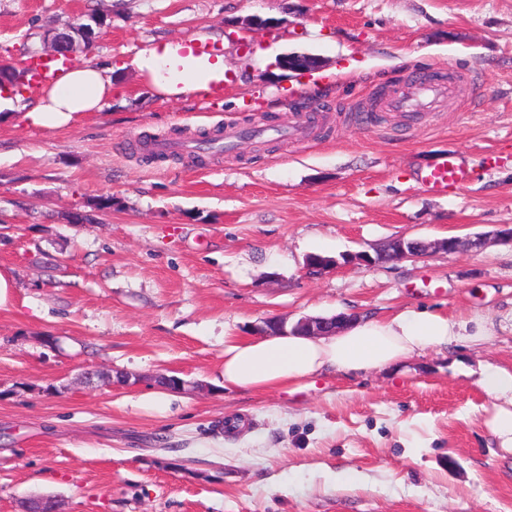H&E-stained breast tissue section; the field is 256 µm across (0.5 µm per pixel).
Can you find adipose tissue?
I'll use <instances>...</instances> for the list:
<instances>
[{"mask_svg": "<svg viewBox=\"0 0 512 512\" xmlns=\"http://www.w3.org/2000/svg\"><path fill=\"white\" fill-rule=\"evenodd\" d=\"M135 67L147 74L168 97L208 90L224 79L223 60L195 55L183 45L167 42L140 53ZM113 83L102 68L71 64L53 84L34 97L0 89V112L21 114L44 128L68 124L80 113L96 112L112 100ZM467 321L452 322L430 311L405 310L387 320L362 318L329 336L271 335L243 340L224 337L225 387L272 390L298 385L318 374L370 371L400 365L431 349L437 352L468 338ZM482 389L500 400L492 421L503 447H512V372L487 367Z\"/></svg>", "mask_w": 512, "mask_h": 512, "instance_id": "obj_1", "label": "adipose tissue"}]
</instances>
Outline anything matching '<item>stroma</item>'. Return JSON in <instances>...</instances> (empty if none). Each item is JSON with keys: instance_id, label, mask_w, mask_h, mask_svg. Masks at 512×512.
Listing matches in <instances>:
<instances>
[{"instance_id": "obj_1", "label": "stroma", "mask_w": 512, "mask_h": 512, "mask_svg": "<svg viewBox=\"0 0 512 512\" xmlns=\"http://www.w3.org/2000/svg\"><path fill=\"white\" fill-rule=\"evenodd\" d=\"M92 12L105 25L74 59L112 68L111 105L55 129L0 122V268L15 282L0 512L40 495L64 512H512V451L479 385L488 366L512 370V246L491 237L512 224V0H0V67L28 68L47 30ZM256 16L273 26L248 27ZM165 41L214 45L222 94L160 96L132 60ZM291 52L325 66L277 68ZM436 73L455 93L434 111L377 99ZM291 124L302 137L201 159L142 153ZM447 156L471 181L428 191ZM75 208L86 223H69ZM476 235L477 252L307 271L398 236ZM405 309L482 317L488 338L292 393L218 382L225 334ZM87 369L136 382L86 387ZM160 373L203 388L164 389Z\"/></svg>"}]
</instances>
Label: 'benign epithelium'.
<instances>
[{
  "label": "benign epithelium",
  "instance_id": "benign-epithelium-1",
  "mask_svg": "<svg viewBox=\"0 0 512 512\" xmlns=\"http://www.w3.org/2000/svg\"><path fill=\"white\" fill-rule=\"evenodd\" d=\"M278 66L292 73L312 71L322 68L320 58L306 53H288L281 56ZM485 245L483 237L459 238L449 237L442 240L426 242L418 238L399 236L387 241L386 244L374 249V252L361 251L344 254L341 259L312 256L307 262L308 270L318 273L330 267L341 264H358L366 267H374L389 261H403L420 259L429 253L442 250L448 253L458 251H478ZM349 320L346 315H336L330 318L306 317L293 325H288L284 319H268L256 326V330L262 335L300 333L310 336L328 335L341 328L342 324Z\"/></svg>",
  "mask_w": 512,
  "mask_h": 512
}]
</instances>
